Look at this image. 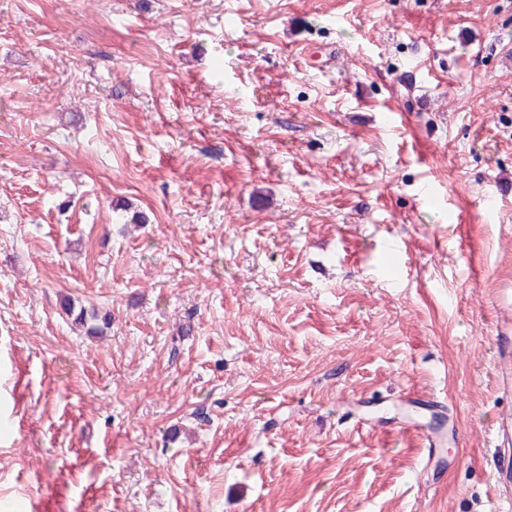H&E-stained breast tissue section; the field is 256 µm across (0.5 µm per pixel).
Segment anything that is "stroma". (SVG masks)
I'll list each match as a JSON object with an SVG mask.
<instances>
[{"label": "stroma", "instance_id": "stroma-1", "mask_svg": "<svg viewBox=\"0 0 512 512\" xmlns=\"http://www.w3.org/2000/svg\"><path fill=\"white\" fill-rule=\"evenodd\" d=\"M502 288L512 0H0V512H512ZM64 310L67 315L72 318L75 324L86 327L89 334L96 335L98 333H102L103 330L109 326L111 321L110 314L101 315L95 310L88 313L85 308L80 307L76 312L75 307L71 302L64 305ZM497 447L508 448L499 456L496 466V489L508 491L512 487V420L508 417L497 419L494 424Z\"/></svg>", "mask_w": 512, "mask_h": 512}]
</instances>
